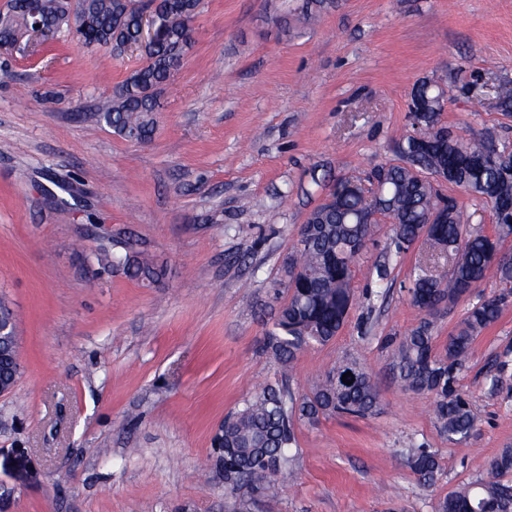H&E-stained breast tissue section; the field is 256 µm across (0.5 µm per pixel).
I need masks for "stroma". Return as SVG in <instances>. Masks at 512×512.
I'll list each match as a JSON object with an SVG mask.
<instances>
[{
	"label": "stroma",
	"instance_id": "obj_1",
	"mask_svg": "<svg viewBox=\"0 0 512 512\" xmlns=\"http://www.w3.org/2000/svg\"><path fill=\"white\" fill-rule=\"evenodd\" d=\"M302 0H201L182 67L164 87L152 140L96 123L142 66L78 44L71 31L0 49V299L20 325L21 374L0 397V512H434L512 448V302L475 340L459 375L475 427L448 440L430 398L402 390L390 336L416 327L410 275L420 245L396 252L377 224L336 338L305 351L287 385L348 352L373 374L379 410L296 426L280 498L231 496L207 464L226 415L282 379L262 354L279 278L308 214L341 178L396 157L411 92L444 91L441 122L460 140L512 151V0H335L318 23ZM471 234L490 206L447 183ZM135 243L149 283L94 254ZM389 290L380 293L377 269ZM435 451L418 482L406 451Z\"/></svg>",
	"mask_w": 512,
	"mask_h": 512
}]
</instances>
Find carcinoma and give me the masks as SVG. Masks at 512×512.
I'll use <instances>...</instances> for the list:
<instances>
[{
    "label": "carcinoma",
    "mask_w": 512,
    "mask_h": 512,
    "mask_svg": "<svg viewBox=\"0 0 512 512\" xmlns=\"http://www.w3.org/2000/svg\"><path fill=\"white\" fill-rule=\"evenodd\" d=\"M157 3V22L152 41L140 46L146 62L133 71L112 97V104L98 113V121L115 134L134 143L152 139L153 112L162 86L180 66L191 47L190 24L200 0H150ZM333 4V0H304L300 18L308 20ZM69 3L65 0H8L0 45L16 40L18 21L31 11L44 23L60 26ZM82 23L78 33L82 45L120 50L135 43L139 34L140 7L134 0H79ZM444 92L423 81L413 92L424 112L420 128L399 142V162L384 165L375 173L385 178L380 201L393 220V243L397 252L408 250L423 231L427 213L440 203L448 205V223L433 224L430 247L449 257L462 248L464 260L455 264L448 282L434 277L422 265L414 267L408 295L410 303L424 314L420 325L402 336L389 339L394 347V369L402 388L430 396L441 431L450 440L469 436L475 417L458 375L465 368L475 339L501 317L506 301L481 297L448 336V343L435 348L431 309L441 302L453 303L473 293L488 280L512 282V265L493 263L492 251L512 234V223L501 210L512 204V152H496L494 142L464 143L441 124ZM430 141L419 148L416 136ZM440 170L454 174L452 184L491 206L495 216L493 235L467 233L456 201L442 195L422 172ZM334 203L314 208L303 232L283 264L282 278L274 284L286 292L274 329L266 336L263 352L283 367L293 368L305 350L329 343L344 325L353 299L351 282L374 225L366 223L368 204L348 179L331 189ZM98 264L118 265L132 278L152 280L157 276L151 262L127 243L116 241L112 249L96 255ZM351 372L347 380L342 376ZM378 404V394L367 367L356 357L346 356L318 376L308 393L296 397L283 383H268L242 400L218 427L212 446L224 449V491L229 495L249 487L275 497L280 492L278 474L292 469L297 447L295 422L314 423L321 416L349 414L365 417ZM408 462L418 479L432 485L440 470L437 454L426 448L409 449ZM512 448L502 449L490 462L488 476L460 484L439 498L435 512H512Z\"/></svg>",
    "instance_id": "obj_1"
}]
</instances>
